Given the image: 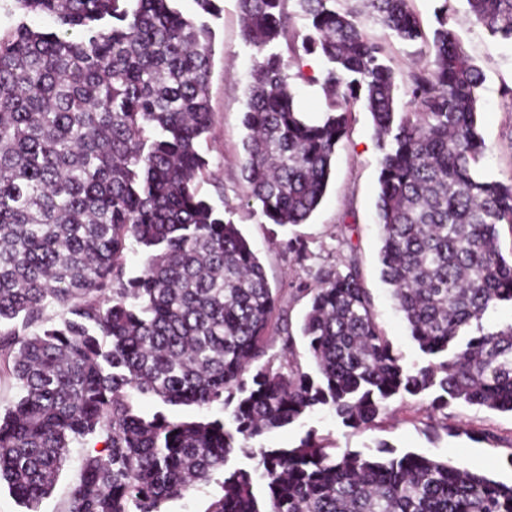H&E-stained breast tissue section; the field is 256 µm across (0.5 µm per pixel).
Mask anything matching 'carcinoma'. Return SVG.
Here are the masks:
<instances>
[{
  "label": "carcinoma",
  "instance_id": "1",
  "mask_svg": "<svg viewBox=\"0 0 512 512\" xmlns=\"http://www.w3.org/2000/svg\"><path fill=\"white\" fill-rule=\"evenodd\" d=\"M175 0H9L0 30V373L19 398L0 407V482L37 512L74 441L98 438L67 512H165L224 472L205 512H512V484L407 453L333 454L309 432L292 448L251 441L326 407L358 430L406 394L512 412V180L480 171L481 70L448 28L410 74L411 111L366 16L405 43L423 38L409 0H239L255 49L243 113L247 200L265 221L301 224L319 207L352 107L364 102L381 150L382 277L429 359L410 367L378 328L355 263L327 273L301 327L317 375L266 338L278 296L238 227L199 192L213 123L212 30ZM471 22L512 43V0H465ZM309 19L292 28L290 6ZM48 16L54 29L27 18ZM319 55L326 111H298L273 47ZM139 248L144 269L128 275ZM60 310L58 318L45 316ZM22 320V329L12 326ZM39 324L33 333L28 328ZM230 411L177 420L133 395ZM241 453L251 469H226ZM264 486L257 498L256 481Z\"/></svg>",
  "mask_w": 512,
  "mask_h": 512
}]
</instances>
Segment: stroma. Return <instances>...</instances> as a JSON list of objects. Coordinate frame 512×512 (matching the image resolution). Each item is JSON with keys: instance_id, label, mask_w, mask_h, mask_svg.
<instances>
[{"instance_id": "stroma-1", "label": "stroma", "mask_w": 512, "mask_h": 512, "mask_svg": "<svg viewBox=\"0 0 512 512\" xmlns=\"http://www.w3.org/2000/svg\"><path fill=\"white\" fill-rule=\"evenodd\" d=\"M445 2L451 5L449 27L483 73L478 109L487 150L481 169L498 180H512V46L472 24L463 0H410L424 34L423 40L414 43L399 41L391 31L368 19L363 22L364 31L381 46L382 60L400 88H407L410 71L434 59L432 40L439 26L436 14ZM220 6V13L208 20L214 35L210 81L213 124L201 151L209 162L211 177L201 182V196L237 224L259 258L270 286L279 289L278 314L291 330H299L309 303L299 284L314 283L324 272H346L348 263L353 262L369 292L376 323L394 352L408 365L426 362L381 278V240L376 222L381 152L371 114L363 105H356L349 116L348 135L336 149L325 197L305 223L281 228L262 222L246 205L242 115L255 51L242 39L238 0H220ZM325 68L324 60L313 55L301 56L291 66L299 74L292 82L295 104L312 118L320 117L326 108L321 89ZM295 237L306 242L308 259H298L287 249L288 239ZM431 400L428 394L396 399L394 417L379 416L360 430L346 427L334 412L319 409L302 422L257 438L253 445L293 447L311 430L341 451L370 455L385 443L397 456L416 452L438 460H460L475 472L511 484L512 414L459 401L451 402L445 411H435ZM443 420L447 429L430 430V423ZM101 448L95 439L71 444L59 480L39 504L38 512H66L69 491L80 477L85 457Z\"/></svg>"}]
</instances>
